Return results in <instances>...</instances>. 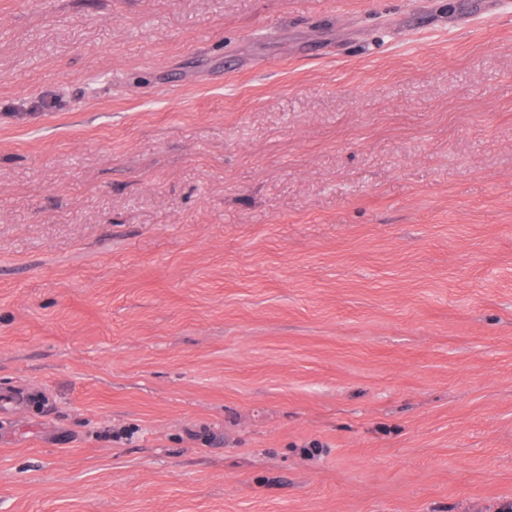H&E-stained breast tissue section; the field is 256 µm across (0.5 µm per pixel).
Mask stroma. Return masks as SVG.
I'll return each mask as SVG.
<instances>
[{
  "mask_svg": "<svg viewBox=\"0 0 512 512\" xmlns=\"http://www.w3.org/2000/svg\"><path fill=\"white\" fill-rule=\"evenodd\" d=\"M512 504V0H0V512Z\"/></svg>",
  "mask_w": 512,
  "mask_h": 512,
  "instance_id": "1",
  "label": "stroma"
}]
</instances>
